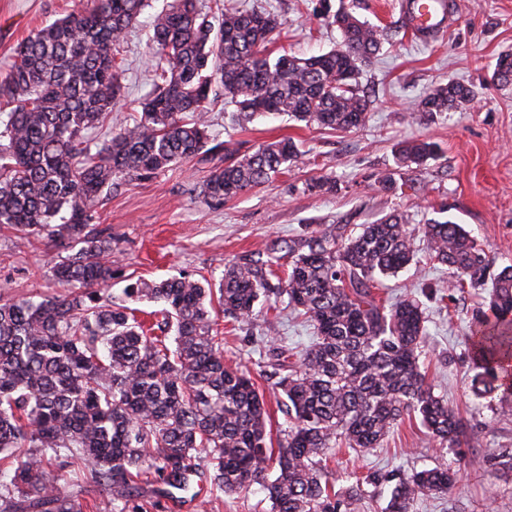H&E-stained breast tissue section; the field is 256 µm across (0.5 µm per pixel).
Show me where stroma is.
<instances>
[{
    "instance_id": "35a3bbf8",
    "label": "stroma",
    "mask_w": 512,
    "mask_h": 512,
    "mask_svg": "<svg viewBox=\"0 0 512 512\" xmlns=\"http://www.w3.org/2000/svg\"><path fill=\"white\" fill-rule=\"evenodd\" d=\"M240 10H267L280 27L274 47L299 57L326 52L340 40L327 26L326 9L352 8L371 24L396 30L363 85L375 95L366 124L357 130L320 129L286 116L237 121L231 107L217 104L209 132L219 140L250 148L284 136L304 153L299 166L271 182L215 206L200 191L217 156L199 155L154 177L104 192L97 221L116 244L123 276L112 295H120L126 278L164 279L182 272L219 283L224 266L248 253L265 252L275 240L296 238L309 226L369 224L392 211L407 215L414 236L445 211L476 240L493 267L512 264V87L490 82L498 55L512 50V0H453L456 21L448 32L426 43L413 39L400 12V0H202ZM81 0H0V75L14 62V50L34 30L76 9ZM124 60L123 96L112 114L119 122L151 89L148 31L130 28L120 44ZM454 79L478 88L474 106L420 119L416 104L434 84ZM428 139L439 146L437 158L424 166L401 167L400 144ZM397 187L381 190L380 176ZM335 178L333 193L307 190L311 179ZM418 182L419 191L407 189ZM58 254L45 240L12 228H0V296L61 293L50 262ZM448 267L419 258L397 275L379 278L375 292L388 301L415 296L426 307L427 338L422 361L437 395L458 408L473 445L456 457L427 435L419 420L404 418L381 445L354 457L339 456L329 468L337 484L345 470L384 475L385 483L366 486L358 512H384L390 478L414 470L446 465L458 469L460 481L445 496L415 503L413 512H512V471L492 466L490 458L512 450V417L491 410L472 391L470 319L480 298L452 285ZM273 323L278 343L301 351L313 331L293 309L277 305L267 321L247 325L220 317L224 356L246 367L267 399L271 435L285 426L269 380L273 369L262 335ZM258 488L238 494L197 488L195 498L169 504L164 512H269Z\"/></svg>"
}]
</instances>
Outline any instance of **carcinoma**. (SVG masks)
Wrapping results in <instances>:
<instances>
[{
  "instance_id": "carcinoma-1",
  "label": "carcinoma",
  "mask_w": 512,
  "mask_h": 512,
  "mask_svg": "<svg viewBox=\"0 0 512 512\" xmlns=\"http://www.w3.org/2000/svg\"><path fill=\"white\" fill-rule=\"evenodd\" d=\"M146 6L86 0L23 41L0 77V224L71 248L51 267L67 293L0 300V512H114L119 502L120 512H156L159 497L207 479L224 493L259 485L271 512H356L362 485L384 479L350 472L351 485L335 489L328 461L336 449L376 448L410 415L443 447L466 441L459 413L421 369V306L409 299L386 306L372 293L377 277L417 255L408 218L392 213L357 229L328 224L224 267V315L252 323L259 302L285 298L315 332L273 383L288 415L276 450L267 442L263 394L247 369L224 358L207 308L213 290L193 274L128 283L125 300L160 307L162 318L145 326L137 309L106 294L120 266L112 235L94 219L104 191L202 153L224 154L202 186L216 204L298 165L303 152L290 137L243 153L212 137L208 112L221 97L242 120L273 113L321 128L361 127L372 106L361 75L388 32L342 8L329 17L341 34L333 49L273 57L275 14L210 15L197 0H173L146 20L151 91L93 152L87 133L121 99L112 46ZM493 77L512 85L511 52L497 59ZM477 95L450 79L428 89L418 111L462 112ZM437 154L432 141H406L398 160L421 166ZM423 250L453 270L461 289L492 282L472 314V386L511 416L512 265L491 272L483 250L449 220L424 225ZM285 257L286 277L274 282L273 267ZM49 450L107 498L88 505L62 491ZM457 481L450 467L403 474L385 512H411Z\"/></svg>"
}]
</instances>
